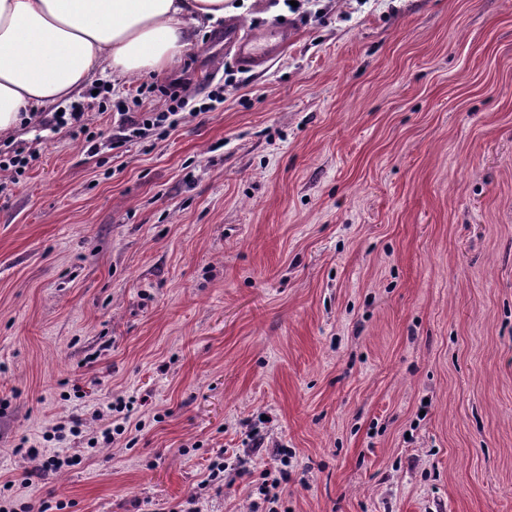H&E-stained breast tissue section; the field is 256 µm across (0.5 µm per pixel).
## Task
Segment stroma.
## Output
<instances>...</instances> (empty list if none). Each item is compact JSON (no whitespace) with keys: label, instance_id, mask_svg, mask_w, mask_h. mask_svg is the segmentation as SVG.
Returning a JSON list of instances; mask_svg holds the SVG:
<instances>
[{"label":"stroma","instance_id":"1","mask_svg":"<svg viewBox=\"0 0 512 512\" xmlns=\"http://www.w3.org/2000/svg\"><path fill=\"white\" fill-rule=\"evenodd\" d=\"M296 36L245 70L223 24L172 69L76 96L96 151L30 124L0 194V485L76 416L64 512H512V0H242ZM177 81L211 112L116 145ZM123 398L135 437L91 448ZM265 437L255 447L244 423ZM31 157V154L24 155V151L18 149H13L10 152L4 153L3 157L0 153V171H10L12 176L9 177V181L11 183H15L16 178L14 174L17 177L21 176L25 168L28 166ZM248 478L258 494L264 497L263 500L273 504L278 497L276 492L272 493V490L279 489L282 484L288 483V470L279 469L278 476H272V471L266 468L260 471L253 470L248 473Z\"/></svg>","mask_w":512,"mask_h":512}]
</instances>
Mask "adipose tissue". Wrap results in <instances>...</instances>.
<instances>
[{
  "mask_svg": "<svg viewBox=\"0 0 512 512\" xmlns=\"http://www.w3.org/2000/svg\"><path fill=\"white\" fill-rule=\"evenodd\" d=\"M227 0H0V139L99 74L179 62Z\"/></svg>",
  "mask_w": 512,
  "mask_h": 512,
  "instance_id": "obj_1",
  "label": "adipose tissue"
}]
</instances>
